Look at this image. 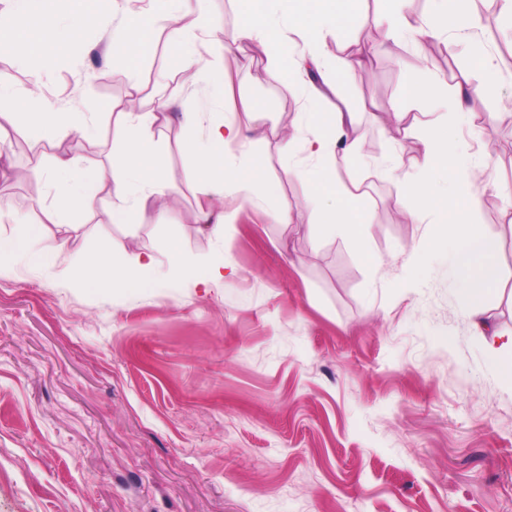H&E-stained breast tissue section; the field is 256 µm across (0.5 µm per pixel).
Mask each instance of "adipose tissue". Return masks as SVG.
<instances>
[{
  "instance_id": "adipose-tissue-1",
  "label": "adipose tissue",
  "mask_w": 512,
  "mask_h": 512,
  "mask_svg": "<svg viewBox=\"0 0 512 512\" xmlns=\"http://www.w3.org/2000/svg\"><path fill=\"white\" fill-rule=\"evenodd\" d=\"M0 47L13 58L25 61L35 80L51 79L62 56L78 43L82 32L96 26L102 17H116L112 26V46L123 52L128 65L125 77L131 91L140 88L136 62L146 33L168 31L172 47L182 61L185 79L180 93L156 98L151 109L132 112L125 106L112 107V142L120 151L119 161L106 166L83 165L73 156L67 142L74 131L96 132L98 113L87 112L68 101L42 97L23 113L0 109V145H6L8 131L25 125L30 151L38 158H49L43 170L53 183L64 182L67 189L53 198L46 211L57 226V250H64L72 232L91 215L99 202H107L113 222L137 223L149 204L164 198L170 182L152 151L154 133L178 127L183 148L190 158V185L198 198L193 219L200 232L220 239L225 235L229 217L214 210L210 200L231 194L241 203L255 204L277 197L280 181L267 177L259 166L231 170L225 164L229 148L245 141L247 133L265 137L261 114L250 99H242L245 123L224 117L213 119L204 136H197V111L185 106V99L205 96L223 104L227 80L212 60V20L210 0H96L69 28L61 27L45 0H1ZM359 0H236L241 23L233 50L244 47L261 49L269 59L262 76L270 83L292 80L306 100L303 115V147L308 167L295 170L285 166L286 175L301 173L311 186L308 200L320 239L342 237L353 241L372 267H381V259L370 247L372 224L365 195L353 192L341 179L325 180L323 164L335 156H358L362 145L348 135L354 115L344 99L330 100L337 85L329 81L332 73L351 75L365 69L374 52L362 39L346 44L342 55H332L329 41L338 33L339 20L358 26ZM410 0H384V8L375 14L372 24L383 29L385 48H410L423 56L430 40L439 38L448 28L462 36L488 26L489 20L473 10V0H430L429 14L418 16L409 10ZM483 72L479 84L462 79L448 84L446 78L427 74L413 83L410 98L425 106L449 105L457 126L471 128L475 114L469 99L488 97L498 91L501 69L494 58L479 56ZM395 124L388 131L397 143L418 139L409 164L394 157L375 160L378 172L396 183L412 200V218L430 213L446 215L447 224L430 233L425 250L446 256L456 277L458 292L469 301L468 316L478 335L485 337L488 362L500 379L512 386V335L505 336L491 324L485 299L497 290L500 274L497 266L499 240L475 224L476 204L471 182V160L450 135H419L422 125L410 108L393 111ZM169 265L161 267L147 252H135L117 264L102 252L84 264L68 269V277L87 290L112 289L138 293L155 288H177L192 281L198 288H213L224 281L225 263L198 270L185 259L179 241L169 244ZM46 263L42 232L28 225L24 234L0 237V276L21 272L38 273Z\"/></svg>"
}]
</instances>
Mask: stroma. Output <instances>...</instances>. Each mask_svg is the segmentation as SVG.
I'll return each instance as SVG.
<instances>
[{
  "label": "stroma",
  "mask_w": 512,
  "mask_h": 512,
  "mask_svg": "<svg viewBox=\"0 0 512 512\" xmlns=\"http://www.w3.org/2000/svg\"><path fill=\"white\" fill-rule=\"evenodd\" d=\"M97 35L84 31L36 91L0 54V74L23 89L0 106L22 112L36 94L64 99L76 87L90 112L125 101L124 56H104ZM145 45L142 94L178 92L167 33L147 34ZM442 45L449 61L379 51L344 81L354 134L370 155L413 156L415 141L392 142L386 123L419 65L481 79L472 55L453 39ZM222 62L231 80L224 114L239 113L245 94L265 127L298 130L299 93L260 81L238 56ZM507 100L512 70L470 108L501 144L482 177L512 187ZM9 141L0 195L13 215L0 220V235L36 224L53 242L56 227L39 205L57 190L31 174L25 127ZM179 142L176 128L154 139L175 190L139 223H113L97 207L40 273L0 278V512H512V387L489 369L447 261L411 273V256L442 216L411 222L398 186L340 158L341 178L367 184L382 267L366 265L345 239L296 233L311 220L310 187L284 175L281 141L270 136L232 147L226 163L258 164L279 178V196L269 205L225 199L233 219L223 242L193 221ZM275 206L289 208L293 224L274 223ZM473 218L500 241L503 282L488 304L508 335L512 202L481 195ZM173 238L233 274L210 290L187 282L137 294L87 292L64 275L72 259L103 247L167 263Z\"/></svg>",
  "instance_id": "obj_1"
}]
</instances>
